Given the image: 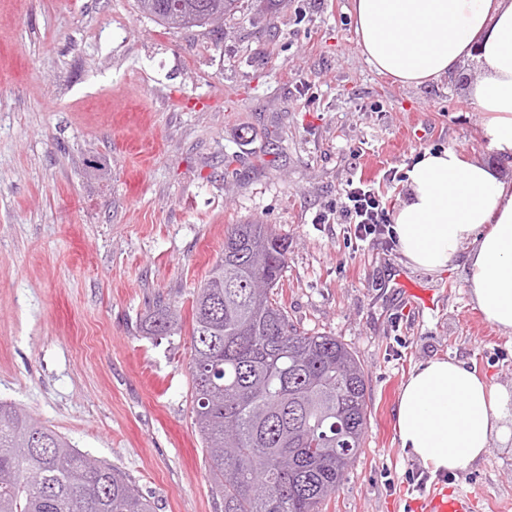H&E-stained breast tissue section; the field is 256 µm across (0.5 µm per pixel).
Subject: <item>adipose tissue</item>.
I'll return each mask as SVG.
<instances>
[{
	"instance_id": "adipose-tissue-1",
	"label": "adipose tissue",
	"mask_w": 512,
	"mask_h": 512,
	"mask_svg": "<svg viewBox=\"0 0 512 512\" xmlns=\"http://www.w3.org/2000/svg\"><path fill=\"white\" fill-rule=\"evenodd\" d=\"M358 50L379 74L419 86L474 66L471 95L488 148L512 159V0H352ZM392 231L407 266L437 272L464 258L471 302L512 334V180L457 151H424L406 172ZM512 399L454 359L414 368L395 410L400 444L432 473L466 472Z\"/></svg>"
}]
</instances>
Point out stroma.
Segmentation results:
<instances>
[{
    "instance_id": "1",
    "label": "stroma",
    "mask_w": 512,
    "mask_h": 512,
    "mask_svg": "<svg viewBox=\"0 0 512 512\" xmlns=\"http://www.w3.org/2000/svg\"><path fill=\"white\" fill-rule=\"evenodd\" d=\"M239 0L223 32L168 29L135 0H0V402L126 472L155 512H224L192 418L190 324L230 225L287 237L278 299L366 372L365 445L321 512H423L430 489L512 512V438L411 485L395 409L419 364L455 358L512 393V334L474 309L461 261L428 273L336 213L348 180L394 203L426 150L512 179L488 150L470 68L420 86L371 69L351 0ZM434 290L422 309L397 288ZM141 329L150 336H173L181 333L180 316L170 305L156 304L141 322Z\"/></svg>"
}]
</instances>
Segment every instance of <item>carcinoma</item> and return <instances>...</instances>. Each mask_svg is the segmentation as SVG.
<instances>
[{"mask_svg":"<svg viewBox=\"0 0 512 512\" xmlns=\"http://www.w3.org/2000/svg\"><path fill=\"white\" fill-rule=\"evenodd\" d=\"M238 0H137L173 29L221 32ZM288 238L233 224L192 300L194 426L224 512H320L346 480L367 428L365 371L335 336L288 319L275 298ZM150 336L181 332L159 303ZM15 404L0 403V512H154L119 467L98 461Z\"/></svg>","mask_w":512,"mask_h":512,"instance_id":"cac0c4a2","label":"carcinoma"}]
</instances>
